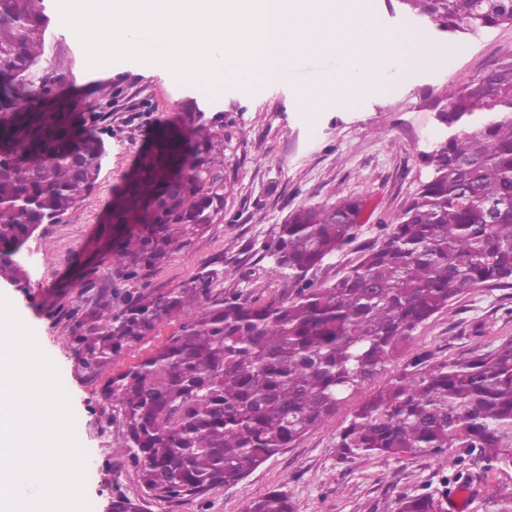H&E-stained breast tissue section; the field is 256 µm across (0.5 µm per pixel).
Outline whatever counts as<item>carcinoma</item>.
I'll use <instances>...</instances> for the list:
<instances>
[{
  "label": "carcinoma",
  "mask_w": 512,
  "mask_h": 512,
  "mask_svg": "<svg viewBox=\"0 0 512 512\" xmlns=\"http://www.w3.org/2000/svg\"><path fill=\"white\" fill-rule=\"evenodd\" d=\"M43 2L0 0V281L14 285L26 278L20 246L94 189L106 154L95 114L38 109L49 90L34 74L49 25ZM400 9L450 37L512 23V0H400ZM441 125L447 132L425 153L427 180L335 282L306 276L355 240L365 203L353 196L303 207L279 226L271 255L298 288L293 298L248 304L215 292L224 272L209 270L156 294L102 288L82 311L73 339L93 369L199 307L104 387L148 495L195 497L243 481L384 373L450 301L481 286L512 288V53L460 85ZM223 166L200 116L157 128L112 198L108 255L136 277L187 247L224 210ZM415 365L351 413L342 453L437 457L455 446L512 469V337L465 360L419 355ZM461 479L401 499L398 512H445ZM247 512L295 508L272 491ZM485 512H512V486Z\"/></svg>",
  "instance_id": "carcinoma-1"
}]
</instances>
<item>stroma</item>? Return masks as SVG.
Returning a JSON list of instances; mask_svg holds the SVG:
<instances>
[{"mask_svg": "<svg viewBox=\"0 0 512 512\" xmlns=\"http://www.w3.org/2000/svg\"><path fill=\"white\" fill-rule=\"evenodd\" d=\"M45 5L50 25L38 74L53 86L66 82L60 94L66 111L101 114L98 132L107 154L92 192L58 222L40 225L23 247V255H38L39 267L29 269L25 283L0 282V294L57 365L72 412L83 423L77 440L86 452L92 512H110L119 493L141 501L143 512H245L250 498L273 490L286 492L295 512H397L401 497L442 487L459 462L469 492L464 512H484L497 488L512 485V470L486 469L465 449L402 459L343 455L337 435L363 401L360 392L242 483L217 487L200 498L149 499L103 387L164 344L180 323H161L120 357L89 371L72 341L73 311L91 306L98 288L108 282L122 290L157 293L214 268L226 272L220 286L225 294L256 303L294 297L287 271L277 267L269 250L279 225L296 209L356 196L367 202L356 240L308 274L319 284L335 282L358 262L362 246L382 236V222L395 219L427 179L423 155L442 132L437 112L463 80L512 52V25L460 41L436 39L437 65L383 82L361 94L353 110L312 114L302 111L296 92L321 79L328 60L302 58L276 80L225 84L212 93L177 82L158 65L121 61L88 73L83 48L62 25L55 0ZM191 101L224 146V212L187 248L147 275L129 279L122 266L104 257L98 230L155 126L184 112ZM511 337L512 288L474 289L420 325L377 382L385 384L418 353L436 362L464 360Z\"/></svg>", "mask_w": 512, "mask_h": 512, "instance_id": "1", "label": "stroma"}]
</instances>
